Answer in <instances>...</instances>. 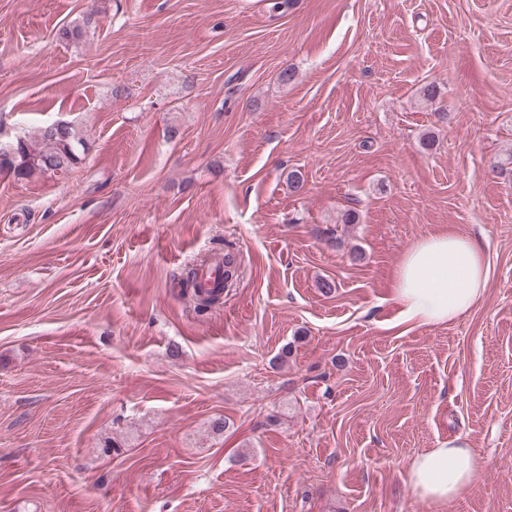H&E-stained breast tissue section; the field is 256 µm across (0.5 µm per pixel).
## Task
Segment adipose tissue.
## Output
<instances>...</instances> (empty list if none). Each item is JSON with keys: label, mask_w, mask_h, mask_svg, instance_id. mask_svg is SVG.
<instances>
[{"label": "adipose tissue", "mask_w": 512, "mask_h": 512, "mask_svg": "<svg viewBox=\"0 0 512 512\" xmlns=\"http://www.w3.org/2000/svg\"><path fill=\"white\" fill-rule=\"evenodd\" d=\"M489 265L478 240L450 232L419 240L401 258L394 298L403 321L418 327L456 322L483 299ZM480 469L469 443L442 442L412 459L408 482L413 493L441 512L468 489Z\"/></svg>", "instance_id": "adipose-tissue-1"}]
</instances>
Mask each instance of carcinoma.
Segmentation results:
<instances>
[{
    "instance_id": "1",
    "label": "carcinoma",
    "mask_w": 512,
    "mask_h": 512,
    "mask_svg": "<svg viewBox=\"0 0 512 512\" xmlns=\"http://www.w3.org/2000/svg\"><path fill=\"white\" fill-rule=\"evenodd\" d=\"M78 145L80 138L73 124L64 121L57 127L52 123L32 136L20 137L8 145L0 144V171L11 173L17 179L28 178L36 172L64 173L80 160ZM184 283L193 289L204 306L221 298L220 290L202 294L194 271L187 273Z\"/></svg>"
}]
</instances>
